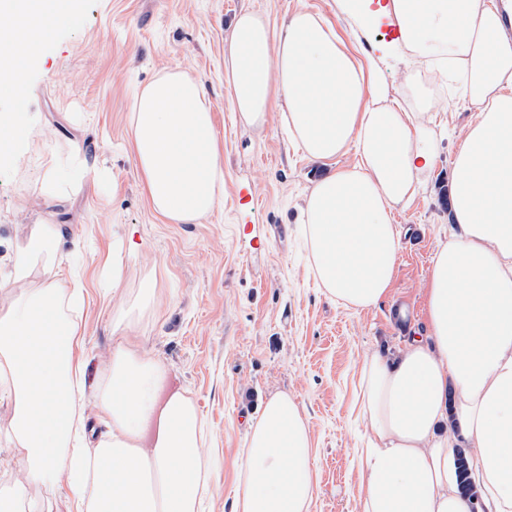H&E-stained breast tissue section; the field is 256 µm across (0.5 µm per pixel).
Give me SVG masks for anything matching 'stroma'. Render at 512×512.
<instances>
[{"mask_svg": "<svg viewBox=\"0 0 512 512\" xmlns=\"http://www.w3.org/2000/svg\"><path fill=\"white\" fill-rule=\"evenodd\" d=\"M81 27L55 5L38 9L41 42L22 63L24 101L0 99V124L21 115L31 136L0 154V257L40 224L62 225V261L80 262L84 306L74 361L94 392L108 364L113 329L144 280L156 307L125 328L168 382L196 403L215 457L211 512H230L238 455L250 415L274 393H291L308 419L316 451L310 512H357L360 474L352 450L363 428L358 380L367 354L402 345L426 328L424 287L445 239L459 131L473 117L444 66L401 59L384 68L390 88L418 80L436 97V164L425 190L397 210L409 227L388 297L355 311L331 301L310 273L301 234L304 195L331 165L292 146L278 109L263 128L242 125L229 107L224 50L245 10L272 24L300 7L336 18L335 0H74ZM201 84L212 103L224 157V203L198 224H173L150 204L130 136L135 97L163 74ZM123 247V286L104 297L101 274ZM413 314L407 330L390 320L395 304Z\"/></svg>", "mask_w": 512, "mask_h": 512, "instance_id": "stroma-1", "label": "stroma"}]
</instances>
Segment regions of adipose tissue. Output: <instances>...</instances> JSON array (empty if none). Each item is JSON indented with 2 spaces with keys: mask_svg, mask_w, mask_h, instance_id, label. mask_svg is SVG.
<instances>
[{
  "mask_svg": "<svg viewBox=\"0 0 512 512\" xmlns=\"http://www.w3.org/2000/svg\"><path fill=\"white\" fill-rule=\"evenodd\" d=\"M20 0L0 41V82L19 83L40 36ZM364 34L389 25L366 61L353 58L322 15L297 9L278 28L254 11L233 21L226 51L230 109L263 125L279 105L289 139L322 163L353 165L315 180L301 208L311 272L327 296L355 310L386 297L405 233L397 207L423 188L436 137L431 92L390 93L381 74L412 54L447 63L474 116L453 157V222L427 281L428 332L397 355L367 356L360 372L359 512H467L453 451L468 447L486 512H512V0H336ZM137 164L151 203L174 224H197L222 202L224 167L211 103L195 80L169 73L136 97ZM63 229L40 225L0 266V408L19 477L0 485V512H47L32 487L71 512H204L202 421L183 392L163 394L168 369L117 339L94 397L107 428L86 431L83 371L73 363L79 288L63 290ZM232 512H309L312 435L285 393L248 426Z\"/></svg>",
  "mask_w": 512,
  "mask_h": 512,
  "instance_id": "ef3b65f1",
  "label": "adipose tissue"
}]
</instances>
